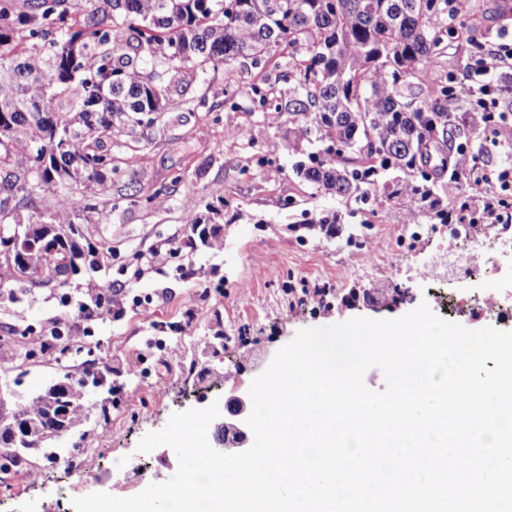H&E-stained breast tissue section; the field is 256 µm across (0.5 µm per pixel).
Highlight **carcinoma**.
Wrapping results in <instances>:
<instances>
[{"label": "carcinoma", "mask_w": 512, "mask_h": 512, "mask_svg": "<svg viewBox=\"0 0 512 512\" xmlns=\"http://www.w3.org/2000/svg\"><path fill=\"white\" fill-rule=\"evenodd\" d=\"M481 5L458 16L456 0H0V221L22 223L29 211L32 237L56 248L55 272L70 281L97 272L99 249L81 241L96 224L101 203L85 190L105 185L120 165L140 160L141 141L164 131V116L184 104L201 77H222L224 100L195 105L213 121L238 107L243 94L280 133V148L303 155L293 174L315 191L375 212L385 201L409 199L444 224L440 206L448 181L428 166L429 148L448 135L469 143L486 124H454L448 109V42L469 56L480 47ZM288 60L271 83L266 71ZM141 131L116 164L112 142ZM31 192L14 194L17 182ZM79 203L60 220L43 205L48 192ZM209 224L199 236L221 238L224 196L205 204ZM47 212L46 223L34 222ZM299 224H337L338 214L300 212ZM17 281L32 283L37 265L0 264ZM75 311L86 321L109 314L100 289L80 293ZM111 370L85 362L21 407L32 446L12 443L17 422L0 417V469L27 461L31 451L57 457L58 436L89 416V387L113 393Z\"/></svg>", "instance_id": "1"}]
</instances>
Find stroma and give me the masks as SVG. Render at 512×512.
I'll use <instances>...</instances> for the list:
<instances>
[{"label": "stroma", "instance_id": "stroma-1", "mask_svg": "<svg viewBox=\"0 0 512 512\" xmlns=\"http://www.w3.org/2000/svg\"><path fill=\"white\" fill-rule=\"evenodd\" d=\"M220 116L215 123L185 107L166 113L164 134L145 145L140 164L113 178L116 207L92 230L112 250L100 272L80 277L82 288L108 281L124 294L152 296L151 314L131 308L118 320H75L58 286L30 288L19 303L0 298V354L12 360L7 380L16 393L9 406L37 396L47 380L78 369L87 356L140 362L136 375H122L125 392L110 407L109 422L91 407L59 459L32 454L30 484L0 485V512H74L75 497L98 491L127 497L167 480L177 458L160 447L137 452L139 440L162 429L172 413L247 395L301 329L355 317L396 319L423 303L470 330L493 326L489 317L449 314L452 284L428 283L419 271L435 249L483 239L484 225H470L461 237L444 224L417 230L406 222L411 202L400 200L377 207L360 227L344 201L310 198L309 186L292 174L293 157L279 148L277 130L248 101ZM177 172L182 180L171 184ZM131 182L152 202H127ZM212 195L226 201L223 249L185 247L178 257L155 258L135 277L140 254L181 230L190 213L203 212ZM305 208L337 211L340 222L330 234L318 228L297 234L286 218ZM366 252L374 257L368 270L361 261ZM178 263L184 275H174ZM56 321L90 333L52 340ZM218 332L224 349L215 355L204 342ZM140 467L149 470L141 479Z\"/></svg>", "mask_w": 512, "mask_h": 512}]
</instances>
